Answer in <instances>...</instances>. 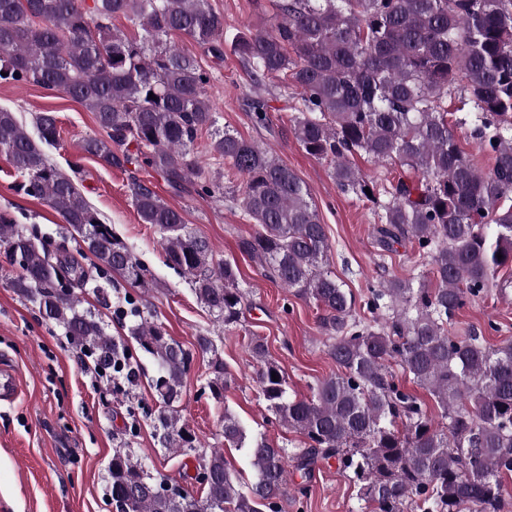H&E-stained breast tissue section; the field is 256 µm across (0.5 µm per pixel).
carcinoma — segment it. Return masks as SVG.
Masks as SVG:
<instances>
[{
  "mask_svg": "<svg viewBox=\"0 0 512 512\" xmlns=\"http://www.w3.org/2000/svg\"><path fill=\"white\" fill-rule=\"evenodd\" d=\"M123 15L141 34L112 26ZM186 36L223 56L224 15L208 0H0V82L33 83L60 92L94 113L104 137L81 151L108 167L151 169L179 192L202 172L197 134L213 130L210 151L241 185L232 202L257 229L238 241L269 278L322 310L328 356L340 368L304 397L288 393L280 365L260 338L249 344L268 411L300 434L288 445L248 436L224 411V443L246 449L255 480L244 484L224 449L200 464L204 496L153 473L130 448L112 454L110 493L121 512H279L288 469L307 481L320 461L336 459L356 490V512H501L512 473V339L496 346L450 326L467 303L488 293L498 270L512 265V0H275V12L236 36L234 53L260 85L280 78V94L297 100L292 118L298 145L329 162L345 192L376 205L375 237L386 251L414 244L424 276L382 279L359 317L355 298L326 268L330 249L310 192L272 150L217 126L207 97L210 73L185 55ZM463 83L471 136L492 155L481 172L459 145L448 119V95ZM154 98H149V95ZM32 139L16 113L0 108V153L28 195L47 202L78 233L79 256L50 253L18 224H0V250L19 269L14 292L38 307L68 341L106 372L135 379L127 350L82 308L77 286L105 288L78 257L89 253L101 277L144 281L145 266L101 221L73 177L49 163L58 143L52 112L35 117ZM135 144L136 151L112 147ZM393 162L401 171L383 197L355 162ZM144 224L160 234L166 264L188 276L197 300L229 327L243 314L237 270L215 263L209 243L186 230L182 213L146 182L128 183ZM130 335L157 364L153 382L162 404V442L192 451L196 438L175 403L191 353L127 301ZM424 390L434 415L392 372ZM279 380L272 379V375ZM231 377L215 362L207 387L224 398Z\"/></svg>",
  "mask_w": 512,
  "mask_h": 512,
  "instance_id": "1",
  "label": "carcinoma"
}]
</instances>
